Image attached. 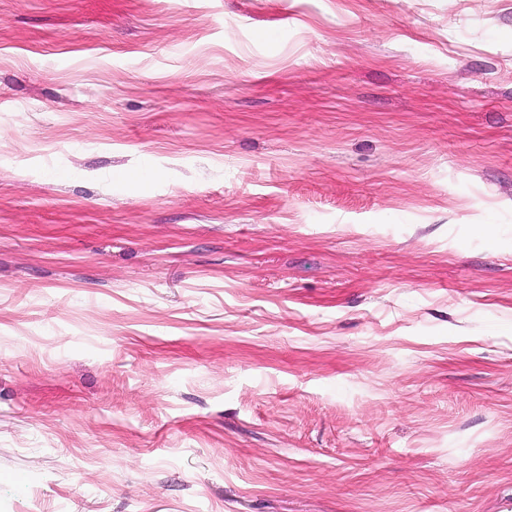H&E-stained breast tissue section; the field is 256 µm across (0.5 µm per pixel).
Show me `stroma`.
<instances>
[{
    "label": "stroma",
    "instance_id": "obj_1",
    "mask_svg": "<svg viewBox=\"0 0 512 512\" xmlns=\"http://www.w3.org/2000/svg\"><path fill=\"white\" fill-rule=\"evenodd\" d=\"M512 512V0H0V512Z\"/></svg>",
    "mask_w": 512,
    "mask_h": 512
}]
</instances>
